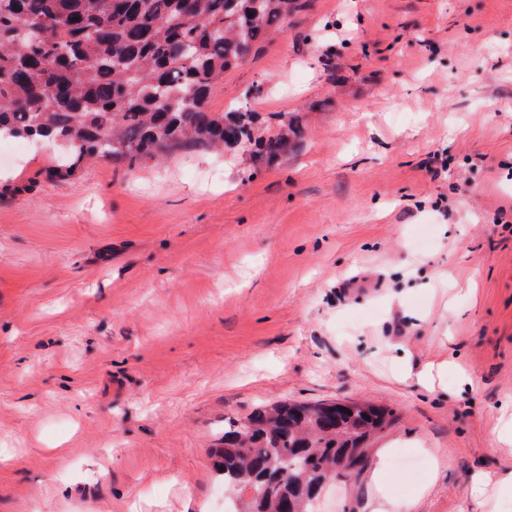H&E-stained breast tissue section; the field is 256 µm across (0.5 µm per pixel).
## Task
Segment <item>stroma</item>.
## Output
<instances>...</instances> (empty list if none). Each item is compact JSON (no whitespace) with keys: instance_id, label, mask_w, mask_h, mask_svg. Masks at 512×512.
<instances>
[{"instance_id":"1","label":"stroma","mask_w":512,"mask_h":512,"mask_svg":"<svg viewBox=\"0 0 512 512\" xmlns=\"http://www.w3.org/2000/svg\"><path fill=\"white\" fill-rule=\"evenodd\" d=\"M232 106L303 136L0 142V512H224L225 425L284 401L392 413L317 512H512V0H307Z\"/></svg>"}]
</instances>
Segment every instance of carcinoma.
<instances>
[{"label": "carcinoma", "instance_id": "1", "mask_svg": "<svg viewBox=\"0 0 512 512\" xmlns=\"http://www.w3.org/2000/svg\"><path fill=\"white\" fill-rule=\"evenodd\" d=\"M295 0H0V138L67 148L61 175L87 156L133 165L178 150L288 153L299 126L259 133L254 112L208 99ZM282 403L224 429L216 450L231 512H313L339 472L360 471L391 424L372 403Z\"/></svg>", "mask_w": 512, "mask_h": 512}]
</instances>
